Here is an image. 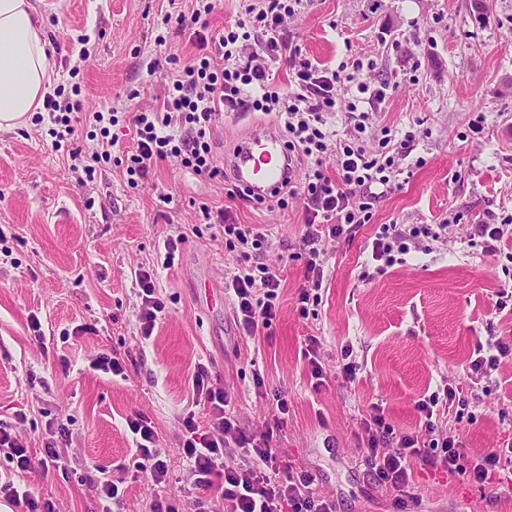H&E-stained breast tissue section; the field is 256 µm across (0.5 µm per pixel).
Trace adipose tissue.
I'll list each match as a JSON object with an SVG mask.
<instances>
[{
    "label": "adipose tissue",
    "instance_id": "ef3b65f1",
    "mask_svg": "<svg viewBox=\"0 0 512 512\" xmlns=\"http://www.w3.org/2000/svg\"><path fill=\"white\" fill-rule=\"evenodd\" d=\"M31 0H0V131L24 126L42 104L54 68Z\"/></svg>",
    "mask_w": 512,
    "mask_h": 512
}]
</instances>
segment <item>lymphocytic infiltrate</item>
<instances>
[{
    "instance_id": "1",
    "label": "lymphocytic infiltrate",
    "mask_w": 512,
    "mask_h": 512,
    "mask_svg": "<svg viewBox=\"0 0 512 512\" xmlns=\"http://www.w3.org/2000/svg\"><path fill=\"white\" fill-rule=\"evenodd\" d=\"M218 4L219 0H199L191 15L177 17L180 28L191 29L198 54L182 63L170 56H158L151 62L150 73L168 68L172 75L162 102L151 111L136 112L131 117L133 147L126 153V171L145 181L151 178L157 162L175 157L183 168L196 175L220 177L224 171L215 163L212 138L226 114L257 112L277 122L295 174L276 191V203L284 207L289 200L298 199L303 204L306 283L298 295L297 311L305 318L320 301L326 240L352 234L360 225L370 223L372 185L386 186L395 178V155L408 152L415 134L408 131L397 140L389 128H382L378 148L371 152L360 138L366 130L365 123L360 121L354 125L355 138L329 148L327 118L338 109L341 89L356 88L363 95V102L372 104L384 101L385 86L361 80L362 59L353 58L332 69L304 56L284 26L283 0H252L245 8L244 18L213 31L207 17ZM245 29L255 32V49L242 43L241 32ZM281 57L288 58L292 67L285 88L275 83L270 66L272 60ZM79 109V101L46 96L43 110L35 114L34 120L51 123L53 149H61L73 138L72 114ZM114 114V108L108 104L93 114L102 135L101 150L86 155L76 149L71 152L72 157L78 158L86 178H93L98 166L112 157L115 141L110 137V127L116 122ZM331 149L336 152V172L332 175L324 168ZM301 168L306 171L302 177L297 174ZM200 211L207 224L222 227L226 244L242 255L260 250L268 242L266 229L258 224L238 223L230 208L215 210L205 204ZM433 234V228L427 224L409 230L398 224L382 225L372 242L371 256L374 261L391 266L398 254L406 252L409 239ZM135 279L142 292L139 331L147 340L165 306L156 295L149 271H136ZM228 286L236 297V321L242 331L257 336L270 329L279 311L277 271L265 265L241 266ZM192 387L197 400L209 407L211 427L201 429L193 414H186L182 419V452L196 490L220 488L219 512H336L333 502L314 497L311 474L300 472L287 481L277 480L281 462L276 450L268 441L254 442L240 429L228 412L230 394L209 386L205 370L194 373ZM127 425L136 437L134 472L149 473L155 483H165L168 466L160 458L157 433L150 421L139 415L128 419ZM363 426L367 434L365 460L375 480L398 492L409 491L412 467L418 460L441 461L449 474L462 473L476 483L501 474L512 486V471L502 470L503 449L489 448L472 455L451 435L427 443L408 434L395 435L383 409L376 404ZM232 445L254 457V465L243 468L228 464L224 450ZM0 453L22 472L67 467L65 454L54 443H47L43 457L32 458L22 438L3 424Z\"/></svg>"
}]
</instances>
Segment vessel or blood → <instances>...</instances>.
Masks as SVG:
<instances>
[{
	"instance_id": "b4317fda",
	"label": "vessel or blood",
	"mask_w": 512,
	"mask_h": 512,
	"mask_svg": "<svg viewBox=\"0 0 512 512\" xmlns=\"http://www.w3.org/2000/svg\"><path fill=\"white\" fill-rule=\"evenodd\" d=\"M288 151L279 132L256 127L225 163L234 182L258 199L269 198L288 176Z\"/></svg>"
}]
</instances>
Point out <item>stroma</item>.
<instances>
[{
    "label": "stroma",
    "instance_id": "1",
    "mask_svg": "<svg viewBox=\"0 0 512 512\" xmlns=\"http://www.w3.org/2000/svg\"><path fill=\"white\" fill-rule=\"evenodd\" d=\"M55 57L53 82L81 89L83 113L104 104L119 112L156 106L165 86L148 73L155 54L187 60L197 51L164 15L191 13L195 0H32ZM285 26L308 58L336 67L354 56L374 61L388 84L367 122L413 131L390 189L372 185L373 217L356 233L325 243L322 301L301 317L305 283L301 203L280 209L227 196V182L195 175L177 159L159 162L151 182L131 185L121 159L132 145L125 122L111 133V162L86 179L67 150H54L47 124L0 132V423L42 456L57 441L68 467L17 474L56 512H214L215 492L198 493L183 459L182 418L194 413L192 376L205 368L232 396L247 435H270L284 463L314 478L316 495L337 512H512V491L497 481L416 464L407 497L379 485L363 457V420L379 404L395 434L426 442L442 431L470 449L512 444V353L475 377L476 347L512 339V313L496 312L512 293V257L488 254L473 225L512 216V0H302ZM164 45H157V37ZM482 132H474V119ZM260 114L229 115L213 136L216 160L248 136ZM231 206L241 224L263 225L259 260L281 278L270 334L249 337L235 324L231 298L202 284L223 282L241 263L220 228L203 224L202 204ZM384 224H443L440 238L409 241L402 262L375 274L372 242ZM184 235L173 265L166 238ZM154 272L165 312L150 340L138 335L137 269ZM40 329H33V322ZM320 342L325 383L314 387L307 337ZM352 345L355 381L341 376V349ZM115 350L124 376L93 369ZM263 386H256L255 376ZM465 406L420 399L445 384ZM288 401L279 415L277 397ZM141 414L158 434L169 479L126 480L115 499L101 496L102 474L130 463L126 420Z\"/></svg>",
    "mask_w": 512,
    "mask_h": 512
}]
</instances>
